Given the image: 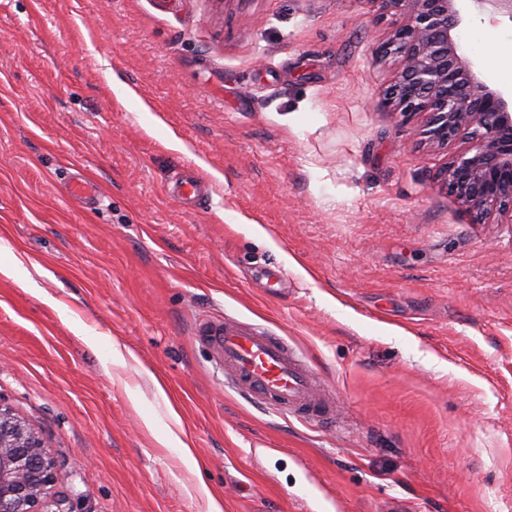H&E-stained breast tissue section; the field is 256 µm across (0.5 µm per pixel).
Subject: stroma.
I'll return each mask as SVG.
<instances>
[{"mask_svg": "<svg viewBox=\"0 0 512 512\" xmlns=\"http://www.w3.org/2000/svg\"><path fill=\"white\" fill-rule=\"evenodd\" d=\"M459 9L460 53L511 93L512 20ZM407 17L0 0V404L92 512H512V224L471 223L437 181L463 142L385 106L375 50ZM184 170L200 206L168 194ZM224 319L288 341L333 418L229 387L194 334Z\"/></svg>", "mask_w": 512, "mask_h": 512, "instance_id": "obj_1", "label": "stroma"}]
</instances>
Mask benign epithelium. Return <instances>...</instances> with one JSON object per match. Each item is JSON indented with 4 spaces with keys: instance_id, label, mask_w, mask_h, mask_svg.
Instances as JSON below:
<instances>
[{
    "instance_id": "7a95c632",
    "label": "benign epithelium",
    "mask_w": 512,
    "mask_h": 512,
    "mask_svg": "<svg viewBox=\"0 0 512 512\" xmlns=\"http://www.w3.org/2000/svg\"><path fill=\"white\" fill-rule=\"evenodd\" d=\"M408 7V22L377 49L398 59V73L384 101L405 116H426L423 135L436 146L459 136L440 181L475 224L493 215L512 221V100L491 88L458 53L453 31L461 19L457 0H381ZM480 9L512 19V0H471ZM62 472L47 441L0 404V512H74L81 494L59 487Z\"/></svg>"
}]
</instances>
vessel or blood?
I'll return each mask as SVG.
<instances>
[{
	"label": "vessel or blood",
	"mask_w": 512,
	"mask_h": 512,
	"mask_svg": "<svg viewBox=\"0 0 512 512\" xmlns=\"http://www.w3.org/2000/svg\"><path fill=\"white\" fill-rule=\"evenodd\" d=\"M206 192L196 175L178 178L171 189L185 204L204 201ZM196 336L210 345L217 364L240 392L292 414L328 418L330 405L318 397L312 371L284 339L231 320L199 323Z\"/></svg>",
	"instance_id": "obj_1"
}]
</instances>
